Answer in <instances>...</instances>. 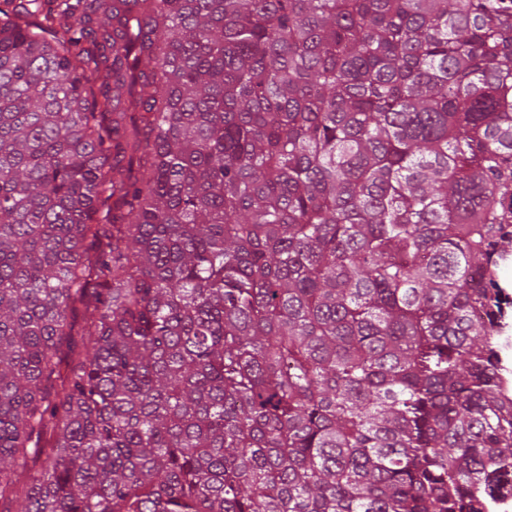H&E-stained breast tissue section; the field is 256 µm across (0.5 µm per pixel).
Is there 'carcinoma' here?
I'll return each instance as SVG.
<instances>
[{"mask_svg":"<svg viewBox=\"0 0 512 512\" xmlns=\"http://www.w3.org/2000/svg\"><path fill=\"white\" fill-rule=\"evenodd\" d=\"M509 194L512 0H0V502L482 512Z\"/></svg>","mask_w":512,"mask_h":512,"instance_id":"1","label":"carcinoma"}]
</instances>
